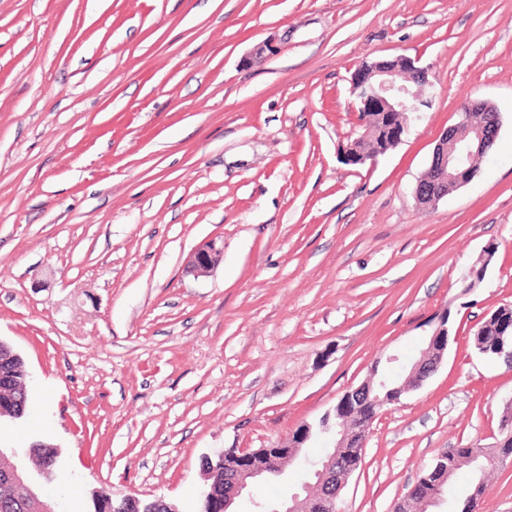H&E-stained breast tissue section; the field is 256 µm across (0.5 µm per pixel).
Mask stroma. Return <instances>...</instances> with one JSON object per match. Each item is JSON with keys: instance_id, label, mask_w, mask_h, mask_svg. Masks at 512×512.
I'll return each mask as SVG.
<instances>
[{"instance_id": "stroma-1", "label": "stroma", "mask_w": 512, "mask_h": 512, "mask_svg": "<svg viewBox=\"0 0 512 512\" xmlns=\"http://www.w3.org/2000/svg\"><path fill=\"white\" fill-rule=\"evenodd\" d=\"M419 58L433 103L362 165L351 76ZM501 117L476 176L414 189L466 101ZM209 238L224 258L187 271ZM484 267L480 282L471 272ZM512 0H0V339L30 377L0 444L55 445L44 495L194 512L203 458L274 448L447 315L438 371L373 423L339 512H391L450 448L493 446L512 371ZM305 480L237 498L255 512Z\"/></svg>"}]
</instances>
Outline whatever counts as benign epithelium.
Segmentation results:
<instances>
[{
  "mask_svg": "<svg viewBox=\"0 0 512 512\" xmlns=\"http://www.w3.org/2000/svg\"><path fill=\"white\" fill-rule=\"evenodd\" d=\"M399 64L410 71L422 83L419 91H412L395 76V71L363 65L357 68L351 79V111L363 116L368 112H411L412 102L431 104L426 88L431 86L428 69L418 65L415 59L401 57ZM481 110L487 120L473 125L468 113ZM500 113L489 105L465 103L458 112L457 122L445 131L437 143L430 166L417 181L414 194L417 202L434 205L448 195V188L467 183L477 172L475 163L484 156L495 142L500 128ZM223 257V248L217 239L200 244L192 253L187 270L193 275L205 276ZM512 333V324L505 326L494 340L499 343V358L512 368V343H507L506 332ZM450 340L448 317L443 316L419 358L405 367L402 379L385 381L371 373L359 386L351 388L340 397L334 412L322 416L323 431L332 437V451L313 471L315 482L308 484L304 495L294 494L283 504V512H329L335 505L341 490L354 472V467L344 465L336 453L338 448L349 444L366 443L370 427L380 412L389 405L398 404L401 398L418 389L437 371ZM312 427L295 430L279 448L257 450L238 449L235 457L242 463L240 468L224 469V504L219 512H230L235 497L256 480L265 477L288 475V467L298 457L301 448L311 438ZM0 470L17 486L30 489L47 482L40 470L32 465L28 454L15 450H0Z\"/></svg>",
  "mask_w": 512,
  "mask_h": 512,
  "instance_id": "obj_1",
  "label": "benign epithelium"
}]
</instances>
